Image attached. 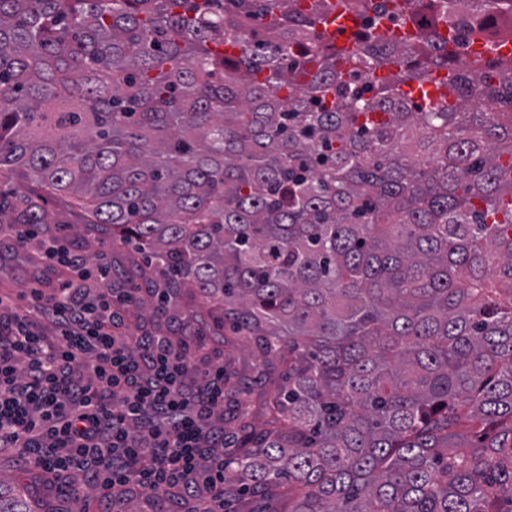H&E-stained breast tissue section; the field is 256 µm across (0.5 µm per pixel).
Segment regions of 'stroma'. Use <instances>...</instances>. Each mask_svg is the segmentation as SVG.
I'll use <instances>...</instances> for the list:
<instances>
[{
  "label": "stroma",
  "mask_w": 512,
  "mask_h": 512,
  "mask_svg": "<svg viewBox=\"0 0 512 512\" xmlns=\"http://www.w3.org/2000/svg\"><path fill=\"white\" fill-rule=\"evenodd\" d=\"M50 207L62 214L63 221L40 225L41 235L63 237L69 249L80 254L88 265L106 266L113 287L142 289L141 304L130 310L129 335L148 332L181 341L204 330L210 323V306L197 297L168 313L154 311L149 303L150 296L145 292L148 283L144 275L145 254L132 246L113 248L111 227L86 223L73 197L51 199ZM31 252V247H20L13 240L0 238V291L11 293L14 305L20 309L29 306L32 283L59 279L58 268L31 261ZM188 359L192 366L200 369L216 364L240 367L258 363L259 355L249 345L231 347L218 338L204 349L191 350ZM38 494L54 500L62 512H151L147 495L139 487L131 485L117 498H104L99 489L77 471L69 472L68 483L64 486L40 478Z\"/></svg>",
  "instance_id": "35a3bbf8"
}]
</instances>
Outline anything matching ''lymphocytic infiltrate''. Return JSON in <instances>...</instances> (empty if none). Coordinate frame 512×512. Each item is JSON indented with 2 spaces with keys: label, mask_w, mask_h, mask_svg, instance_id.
I'll return each mask as SVG.
<instances>
[{
  "label": "lymphocytic infiltrate",
  "mask_w": 512,
  "mask_h": 512,
  "mask_svg": "<svg viewBox=\"0 0 512 512\" xmlns=\"http://www.w3.org/2000/svg\"><path fill=\"white\" fill-rule=\"evenodd\" d=\"M43 252L76 278L32 289L31 313L0 296V448L46 474L89 473L105 493L135 484L158 503L179 488L195 512H224L223 367L199 373L186 345L126 336L137 289L115 291L107 268L90 274L57 242Z\"/></svg>",
  "instance_id": "lymphocytic-infiltrate-1"
}]
</instances>
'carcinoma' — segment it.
Wrapping results in <instances>:
<instances>
[{
	"instance_id": "cac0c4a2",
	"label": "carcinoma",
	"mask_w": 512,
	"mask_h": 512,
	"mask_svg": "<svg viewBox=\"0 0 512 512\" xmlns=\"http://www.w3.org/2000/svg\"><path fill=\"white\" fill-rule=\"evenodd\" d=\"M387 2L0 0V218L75 198L265 357L245 405L224 367V512H512V56L458 59L512 0H412L409 41ZM336 6L372 13L345 75ZM445 75L446 73L444 71H436L431 76V79L426 81L421 87L416 83L402 85L400 91L416 102H422L425 96L431 100H435L443 91L442 87H438V83L445 79Z\"/></svg>"
}]
</instances>
